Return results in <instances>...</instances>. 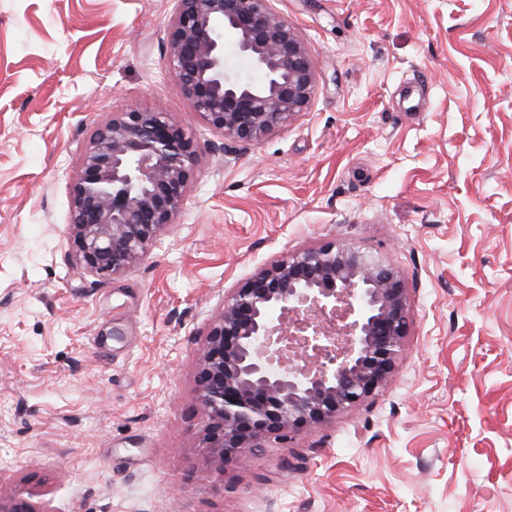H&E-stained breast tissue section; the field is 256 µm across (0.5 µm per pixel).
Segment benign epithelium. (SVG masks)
Masks as SVG:
<instances>
[{"mask_svg":"<svg viewBox=\"0 0 512 512\" xmlns=\"http://www.w3.org/2000/svg\"><path fill=\"white\" fill-rule=\"evenodd\" d=\"M168 65L194 112L224 136L256 142L310 103L304 40L273 0H175ZM260 72L224 68V34ZM199 150L164 112L129 107L98 128L78 160L76 260L118 275L142 260L180 211ZM407 288L389 264L326 244L278 259L224 295L197 378L195 415L219 471L270 440L289 443L387 382L407 333ZM34 493L0 512H42Z\"/></svg>","mask_w":512,"mask_h":512,"instance_id":"7a95c632","label":"benign epithelium"}]
</instances>
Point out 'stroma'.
<instances>
[{"label": "stroma", "instance_id": "35a3bbf8", "mask_svg": "<svg viewBox=\"0 0 512 512\" xmlns=\"http://www.w3.org/2000/svg\"><path fill=\"white\" fill-rule=\"evenodd\" d=\"M308 109L224 137L169 71L174 0H0V494L44 512H512V0H274ZM415 85L420 109H406ZM199 165L128 271L75 259L80 150L128 106ZM326 244L407 288L386 384L212 472L194 415L225 292Z\"/></svg>", "mask_w": 512, "mask_h": 512}]
</instances>
